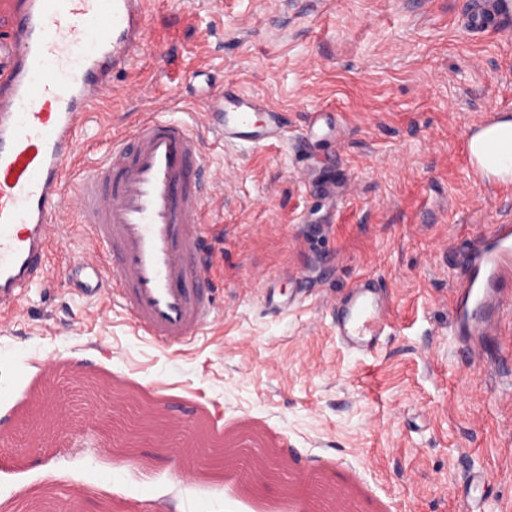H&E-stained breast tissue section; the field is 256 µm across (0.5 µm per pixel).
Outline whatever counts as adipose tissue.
Returning a JSON list of instances; mask_svg holds the SVG:
<instances>
[{
    "label": "adipose tissue",
    "instance_id": "1",
    "mask_svg": "<svg viewBox=\"0 0 512 512\" xmlns=\"http://www.w3.org/2000/svg\"><path fill=\"white\" fill-rule=\"evenodd\" d=\"M472 161L480 172L503 182H512V115L503 114L480 128L468 144Z\"/></svg>",
    "mask_w": 512,
    "mask_h": 512
}]
</instances>
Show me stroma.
I'll use <instances>...</instances> for the list:
<instances>
[{"mask_svg": "<svg viewBox=\"0 0 512 512\" xmlns=\"http://www.w3.org/2000/svg\"><path fill=\"white\" fill-rule=\"evenodd\" d=\"M472 0H150L130 72L85 135L126 132L147 99L175 108L224 170L205 228L224 294L188 344L135 331L106 294L73 291L90 247L68 216L67 250L0 318V512L52 500L82 512H295L292 483L253 491L164 435L125 442L76 408L89 378L127 409L201 433L209 448L269 453L357 496L359 512H512V311L454 346L465 246L512 217V182L482 175L470 133L512 113V27L462 25ZM233 83L337 127L290 151L215 143L189 77ZM384 288L392 327L350 352L330 299L357 278Z\"/></svg>", "mask_w": 512, "mask_h": 512, "instance_id": "1", "label": "stroma"}]
</instances>
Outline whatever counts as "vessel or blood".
Here are the masks:
<instances>
[{
    "instance_id": "b4317fda",
    "label": "vessel or blood",
    "mask_w": 512,
    "mask_h": 512,
    "mask_svg": "<svg viewBox=\"0 0 512 512\" xmlns=\"http://www.w3.org/2000/svg\"><path fill=\"white\" fill-rule=\"evenodd\" d=\"M148 0H0V312L41 281L51 248L69 237L58 212L77 211L92 244L83 269L152 341L186 344L216 310L202 231L223 171L201 179L191 124L169 118L162 97L88 170L71 176L81 132L114 74L129 70ZM218 141L287 145L281 112L238 89L206 93ZM378 282L362 277L336 301V334L349 350L377 351L391 321ZM512 288V225L499 224L470 253L458 284L455 333L492 329Z\"/></svg>"
}]
</instances>
